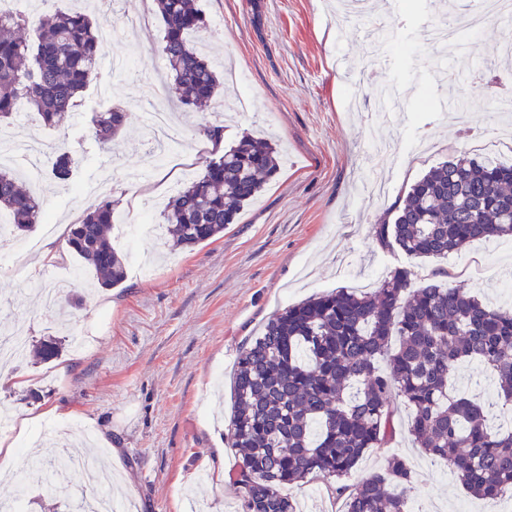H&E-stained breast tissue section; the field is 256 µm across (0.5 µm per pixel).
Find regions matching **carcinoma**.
I'll return each instance as SVG.
<instances>
[{"label":"carcinoma","instance_id":"1","mask_svg":"<svg viewBox=\"0 0 512 512\" xmlns=\"http://www.w3.org/2000/svg\"><path fill=\"white\" fill-rule=\"evenodd\" d=\"M165 24L162 56L171 92L201 107L219 81L189 34L206 28L191 0H158ZM101 44L91 19L76 11L29 17L0 11V122L27 102L48 126L77 107L96 72ZM127 113L95 112L101 144L112 141ZM73 158L63 151L52 166L66 181ZM271 143L244 136L183 186L162 211L175 245L192 248L217 239L277 174ZM115 201L107 197L70 225L69 247L105 288L120 286L125 258L109 235ZM10 234L33 232L45 214L40 198L0 170V211ZM512 237V164L459 158L428 170L410 186L391 218L373 227L384 251L441 259L474 241ZM432 275L414 287L415 271L397 267L370 292L339 288L275 314L239 354L232 412L224 438L241 453L236 482L242 512H297L288 488L314 480L337 482L339 512H406L411 488L404 458L391 454L384 469L341 484L364 454L395 437L398 404L412 411L409 432L432 459L444 462L472 496L494 501L512 491V430L493 429L494 409L512 405V309L495 307L465 288ZM58 340L37 346L50 361ZM386 360L389 370L378 362ZM471 362L496 381L495 401L456 392L457 366Z\"/></svg>","mask_w":512,"mask_h":512}]
</instances>
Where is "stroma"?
<instances>
[{
	"label": "stroma",
	"instance_id": "obj_1",
	"mask_svg": "<svg viewBox=\"0 0 512 512\" xmlns=\"http://www.w3.org/2000/svg\"><path fill=\"white\" fill-rule=\"evenodd\" d=\"M207 21L198 48L216 70L232 66L239 84L204 109L182 107L169 93L161 55L164 24L155 0H57L100 25L136 14L140 25L105 44L97 74L79 105L59 126H44L34 112L14 121L23 138L51 142L41 159L34 192L53 225L78 223L104 197L117 199L112 242L137 250L117 288L97 283L93 268L73 252L61 265L35 261L48 235L36 230L31 248L0 270V327L38 340L58 336V358L6 368L20 386H0V409L18 439L30 410L59 405L62 416L32 423L69 437L105 433L102 455L111 489L128 512H189L190 497L209 512H240L234 480L239 457L224 440L215 392L229 384L238 354L280 309L341 287H378L394 268L415 265L421 277L443 267L450 281L506 304L512 283V238L475 243L448 258L411 261L382 251L371 238L405 188L431 167L462 157L512 163V113L499 111L491 77L512 74L499 46L512 32L490 20L484 31L459 38L442 52L425 33L435 19L451 21L470 0H197ZM252 99L251 108L227 113L224 100ZM125 109L119 137L101 145L93 111ZM224 128L225 146L242 136L268 137L280 169L259 196L227 225L223 237L176 247L164 236L128 244L124 227L138 223L145 200L166 201L201 174L211 151L203 125ZM76 164L68 182L56 181L58 151ZM83 282L61 303L41 291L70 268ZM411 411L400 407L390 448L371 449L353 470L359 479L383 469L384 458L404 457L411 470L407 512H486L443 464L417 448L407 431ZM31 449L19 448L38 512H67L61 494L88 497L93 486L53 462L34 468Z\"/></svg>",
	"mask_w": 512,
	"mask_h": 512
}]
</instances>
